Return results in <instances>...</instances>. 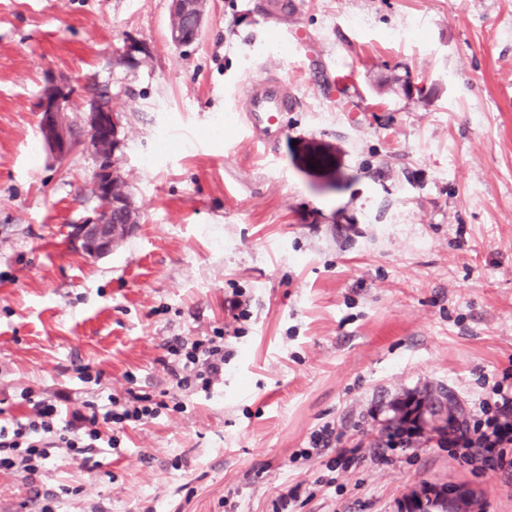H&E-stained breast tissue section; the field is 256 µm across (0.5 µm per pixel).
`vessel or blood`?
<instances>
[{"mask_svg":"<svg viewBox=\"0 0 512 512\" xmlns=\"http://www.w3.org/2000/svg\"><path fill=\"white\" fill-rule=\"evenodd\" d=\"M245 97L247 108L241 120L242 130L256 135L259 143L269 144L281 133L279 119L293 104L287 83L257 76L247 84Z\"/></svg>","mask_w":512,"mask_h":512,"instance_id":"1","label":"vessel or blood"}]
</instances>
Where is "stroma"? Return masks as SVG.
<instances>
[{"label":"stroma","mask_w":512,"mask_h":512,"mask_svg":"<svg viewBox=\"0 0 512 512\" xmlns=\"http://www.w3.org/2000/svg\"><path fill=\"white\" fill-rule=\"evenodd\" d=\"M171 0H0V405L62 410L126 389L184 412L119 431L82 468L0 474L41 512H394L420 481L512 512V471L377 447L391 400L433 382L473 407L512 370V0H207L173 46ZM130 40L147 63L118 62ZM295 103L264 146L232 123L256 72ZM106 91L137 231L92 259L66 243L97 205L90 153L45 149L38 103ZM246 314L233 318L230 299ZM223 331L224 380L177 389L174 337ZM87 365L100 382H81ZM340 435L302 459L312 432Z\"/></svg>","instance_id":"1"}]
</instances>
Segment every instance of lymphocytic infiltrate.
<instances>
[{
	"instance_id": "lymphocytic-infiltrate-1",
	"label": "lymphocytic infiltrate",
	"mask_w": 512,
	"mask_h": 512,
	"mask_svg": "<svg viewBox=\"0 0 512 512\" xmlns=\"http://www.w3.org/2000/svg\"><path fill=\"white\" fill-rule=\"evenodd\" d=\"M166 366L177 388H196L211 393L224 377V339L220 336L175 337L167 345ZM21 398L30 402L24 418L0 422V473L29 476L44 472L54 453L65 449L81 465H89L96 449H117L120 440L110 434L111 425L142 424L181 404H169L147 394L127 390L125 396H108L106 404L85 402L82 408L63 415L46 399H33L30 391ZM451 455L481 468H512V373L503 374L493 389L492 400L478 404L462 435L448 445Z\"/></svg>"
}]
</instances>
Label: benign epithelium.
<instances>
[{"label":"benign epithelium","instance_id":"1","mask_svg":"<svg viewBox=\"0 0 512 512\" xmlns=\"http://www.w3.org/2000/svg\"><path fill=\"white\" fill-rule=\"evenodd\" d=\"M72 107L71 93L63 86L47 88L39 103L40 134L54 154L67 155L78 142L72 135L67 112ZM87 138L84 146L95 161L93 185L98 206L93 215L71 225L72 245L90 258L109 255L137 228L135 209L117 173L122 155L121 121L102 99L92 93L81 104ZM419 431L448 436L450 430L437 418L420 417ZM484 493L476 486L457 481L421 482L405 491L398 501L399 512H481Z\"/></svg>","mask_w":512,"mask_h":512}]
</instances>
